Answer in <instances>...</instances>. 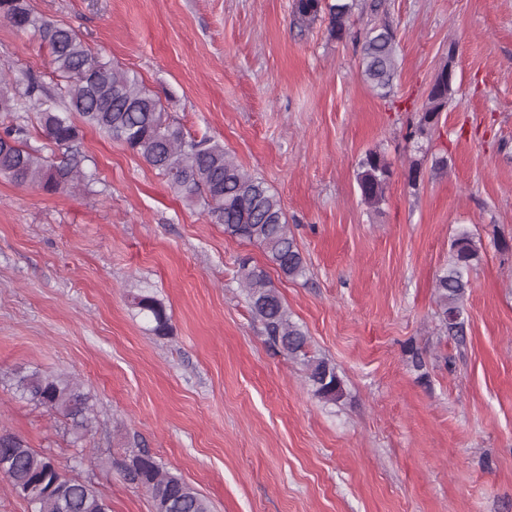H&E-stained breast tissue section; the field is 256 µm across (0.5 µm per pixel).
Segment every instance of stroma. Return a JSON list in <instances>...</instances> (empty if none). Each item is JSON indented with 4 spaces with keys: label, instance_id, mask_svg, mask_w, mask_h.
Segmentation results:
<instances>
[{
    "label": "stroma",
    "instance_id": "1",
    "mask_svg": "<svg viewBox=\"0 0 512 512\" xmlns=\"http://www.w3.org/2000/svg\"><path fill=\"white\" fill-rule=\"evenodd\" d=\"M92 53L157 93L188 136L211 137L280 197L307 271L289 280L225 235L124 145L83 128L92 192L47 194L0 176V432L88 481L112 512H152L111 466L130 442L212 512H512V0H385L394 91L363 81L355 9L292 24L293 0H31ZM454 93L422 144L408 138L440 66ZM57 81L47 48L0 17V75ZM393 175L364 205L357 163ZM447 157L448 169L432 162ZM420 175L410 180L409 167ZM468 229L481 243L464 340L436 314L435 278ZM267 267L344 398L317 397L271 346L236 278ZM153 293V334L131 305ZM75 377L95 426L15 393V373ZM392 174L391 165L384 154L378 150L366 152L356 170L361 201L370 208L382 204ZM132 301L134 307L138 309V313L149 318L154 324L152 331L155 335L166 336L170 327V318L164 305L148 292L133 296Z\"/></svg>",
    "mask_w": 512,
    "mask_h": 512
}]
</instances>
